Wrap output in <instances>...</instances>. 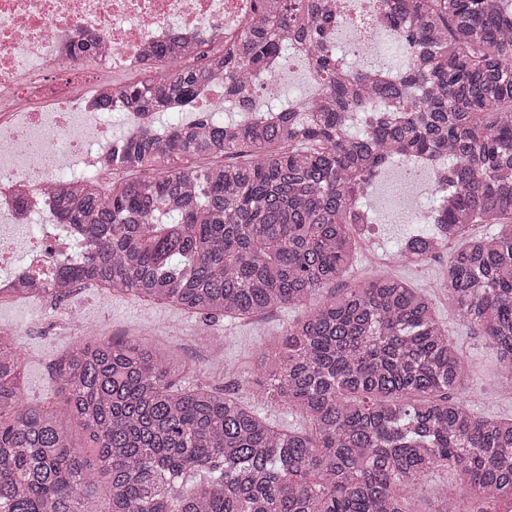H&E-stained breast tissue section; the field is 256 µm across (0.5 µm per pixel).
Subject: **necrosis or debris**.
I'll use <instances>...</instances> for the list:
<instances>
[{"label":"necrosis or debris","instance_id":"1","mask_svg":"<svg viewBox=\"0 0 512 512\" xmlns=\"http://www.w3.org/2000/svg\"><path fill=\"white\" fill-rule=\"evenodd\" d=\"M345 43L362 53L386 43L378 0H350ZM252 0H0V294L18 280L51 287L58 261L77 256L76 228L56 221L53 189L88 174L111 180L115 140L93 90L116 72L152 73L149 44L172 32L191 41L231 36ZM96 37L91 62L63 49L76 32Z\"/></svg>","mask_w":512,"mask_h":512}]
</instances>
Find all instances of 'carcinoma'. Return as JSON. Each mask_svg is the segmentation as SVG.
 Returning <instances> with one entry per match:
<instances>
[{
  "label": "carcinoma",
  "mask_w": 512,
  "mask_h": 512,
  "mask_svg": "<svg viewBox=\"0 0 512 512\" xmlns=\"http://www.w3.org/2000/svg\"><path fill=\"white\" fill-rule=\"evenodd\" d=\"M381 14L397 65L336 55V0H253L241 32L211 49L153 47L159 79L104 89L125 111L155 121L222 78L224 109L242 118L127 131L116 168L129 177L53 189L57 222L81 227L86 256L51 288L16 289L62 299L93 286L205 322L307 307L261 351L254 384L309 429L284 430L223 389L177 386L182 362L139 340L82 338L55 373L89 459L52 402L25 398L22 356L0 334V512H413L440 468L473 497L434 512L512 500V418L464 403L475 370L430 296L383 275L320 295L376 223L365 200L382 169L433 162L430 230L402 259L454 244L443 288L512 384V0H382ZM294 44L318 93L256 104L253 75ZM95 45L80 33L70 51ZM472 224L496 231L473 238ZM59 412L60 422L65 429L70 441L77 447L86 448V453L89 458L95 456V448H92V443L86 438L85 433L76 422L70 419L69 414L63 403H59L57 406Z\"/></svg>",
  "instance_id": "1"
}]
</instances>
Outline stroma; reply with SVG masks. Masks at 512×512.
<instances>
[{
	"mask_svg": "<svg viewBox=\"0 0 512 512\" xmlns=\"http://www.w3.org/2000/svg\"><path fill=\"white\" fill-rule=\"evenodd\" d=\"M428 180L407 181L400 170L385 169L373 192L380 201V221L360 242L346 278L324 288L323 297L340 294L350 283L380 274L402 279L430 294L449 339L476 374L466 401L477 415L512 417V388L503 383L495 357L480 331L465 324L439 282L448 266L442 252L423 264L409 266L396 256L411 230L417 203L426 195ZM304 308L286 307L268 315L202 326L199 319L168 304H147L129 296L102 297L93 288H78L65 300L0 302V328L10 331L24 362V393L39 400L55 397V368L60 357L93 327L104 339L134 338L183 358L188 371L182 383L202 379L227 391L238 390L242 400L286 428L303 430L306 419L283 402L263 398L254 389H237L236 376L253 372L264 346L279 341L288 323L303 317ZM465 498L470 489L453 472L439 469L413 499L414 512H433L446 494Z\"/></svg>",
	"mask_w": 512,
	"mask_h": 512,
	"instance_id": "obj_1",
	"label": "stroma"
}]
</instances>
